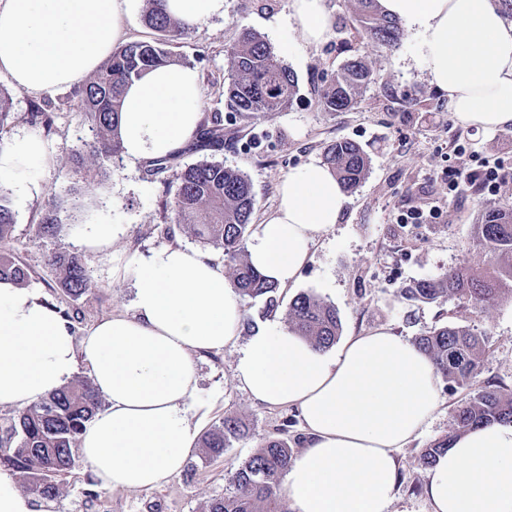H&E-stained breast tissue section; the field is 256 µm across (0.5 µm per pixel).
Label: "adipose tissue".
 <instances>
[{"label":"adipose tissue","instance_id":"obj_1","mask_svg":"<svg viewBox=\"0 0 512 512\" xmlns=\"http://www.w3.org/2000/svg\"><path fill=\"white\" fill-rule=\"evenodd\" d=\"M136 0H0V74L38 94L94 73L124 35ZM420 37L433 84L460 124L512 127V22L493 0H380ZM304 42L326 36L324 0H293ZM197 70L166 65L130 85L121 117L130 162L177 154L202 121ZM54 162L27 134L0 149V181L21 196ZM345 192L311 163L282 182L275 211L248 246L252 266L293 285L319 235L336 224ZM115 276L133 279L132 314H115L76 339L71 323L36 289L0 280V406L26 409L66 385L85 359L106 402L80 436L100 486L142 490L177 474L197 428L194 357L240 347L234 377L250 398L295 408L304 436L280 493L291 512H388L400 449L441 405L440 375L416 346L379 328L347 337L336 354L315 350L273 324L240 344L241 297L209 256L186 246L127 257ZM432 512H512V424L472 429L429 470Z\"/></svg>","mask_w":512,"mask_h":512}]
</instances>
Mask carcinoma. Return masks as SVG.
Segmentation results:
<instances>
[{"mask_svg": "<svg viewBox=\"0 0 512 512\" xmlns=\"http://www.w3.org/2000/svg\"><path fill=\"white\" fill-rule=\"evenodd\" d=\"M146 25L160 33L153 42H132L119 47L104 65L75 92L77 112L91 126L93 144L75 149L79 164L86 158L103 167L121 158L120 121L126 86L158 65L174 64L166 49L167 40L183 33L184 27L165 13L164 0H146ZM361 32L376 44L399 45L403 30L397 19L384 14L379 0H354ZM228 86L226 107L244 117L265 116L290 108L298 98L295 74L282 62L274 48L259 34L243 30L227 55ZM367 56L357 52L347 58L336 77L322 90L324 105L331 111L350 109L371 80ZM12 95L0 85V133L13 119ZM191 152L224 151L223 117L215 114L203 121L189 147ZM323 164L332 168L343 189H355L365 178L370 157L351 140H339L326 147ZM178 189L171 213L203 245L221 253L228 267L230 284L243 299L260 301L263 313L272 315L282 300L279 287L259 273L248 260L246 241L256 199L252 183L243 172L221 161L201 160L187 164L177 173ZM69 216L56 199L48 201L37 236L53 238ZM14 214L6 193L0 188V279L20 287L31 278L29 268L5 248L11 235ZM475 238L490 256L480 271L462 266L438 276L420 279L401 289V295L424 304L445 300H467L480 310L502 297L512 298V205L494 207L475 225ZM50 264L58 284L78 298L91 287L82 260L74 253L56 252ZM288 328L308 340L316 349L332 348L340 334L341 322L334 306L314 295L301 293L285 311ZM413 344L434 363L444 379L460 387L473 386L486 355L482 336L467 327L444 324L415 337ZM102 398L89 382L67 385L40 403L20 412L0 431V469L19 476L26 489L39 498L58 495L56 478L75 468V448L86 423L96 414ZM491 423H512V392L481 388L460 403L448 434L436 439L420 457L431 467L448 450L454 437L473 427ZM250 433L241 418L226 416L201 438L211 457H220L230 444ZM279 429L264 437L260 448L242 462L230 478L224 496L212 500L207 512H282L279 486L291 462L292 448Z\"/></svg>", "mask_w": 512, "mask_h": 512, "instance_id": "obj_1", "label": "carcinoma"}]
</instances>
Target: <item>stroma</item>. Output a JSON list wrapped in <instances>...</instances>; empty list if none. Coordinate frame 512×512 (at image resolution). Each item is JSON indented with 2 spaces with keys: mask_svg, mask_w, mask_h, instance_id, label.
Masks as SVG:
<instances>
[{
  "mask_svg": "<svg viewBox=\"0 0 512 512\" xmlns=\"http://www.w3.org/2000/svg\"><path fill=\"white\" fill-rule=\"evenodd\" d=\"M325 5L329 32L318 44H305L296 32L291 0H224L223 15L188 28L169 44L182 64L200 74L203 114L219 112L224 117V135L232 145L219 159L251 179L256 194L254 223L274 211L288 174L321 162L328 144L355 141L371 159L368 175L348 193L337 224L318 238L295 284L280 294L289 301L308 293L333 305L345 337L384 327L410 340L448 321L468 327L483 336L487 346L475 386L510 390L512 300L478 311L458 300L412 303L400 290L415 280L488 262V255L474 243V226L490 208L512 201V129L482 132L461 126L447 94L432 84L413 32L404 31L396 47L376 45L362 38L353 0H325ZM244 28L264 36L296 74L299 96L288 111L247 119L227 110V49ZM357 51L368 57L372 81L353 108L327 111L321 90ZM0 84L12 89L13 110L19 115L0 138L8 142L33 132L29 116L34 107H44L53 117L45 138L56 159L52 168L35 175L42 187L39 194L24 199L10 195L15 224L7 247L29 268L30 287L69 313L80 337L112 314L131 312L132 280L112 275L125 255L147 258L175 242L198 248V241L184 226L173 223L169 213L177 191L176 170L200 156L182 152L170 170L152 177L146 175L144 164L124 159L100 169L76 165L73 148L92 141L93 134L75 110L72 88L29 94L14 88L3 74ZM489 170L498 174L493 191L484 183ZM53 195L63 201L70 219L58 237L41 239L36 228ZM414 207H433L437 214L426 224L401 223V215ZM88 224H118L124 233L112 249L89 253L78 244ZM57 251L79 254L90 274L92 287L79 300H72L58 286L49 264ZM237 357L234 348L197 356L198 390L188 417L202 432L225 415L240 417L251 428L249 438L233 442L220 458L196 449L166 484L136 492L102 489L87 496L92 472L85 460H77L73 471L60 477L55 499L45 501L47 512H204L212 499L223 496L231 472L266 435L287 428L290 447L300 450L295 411L253 402L234 379ZM474 388L441 384V407L422 436L398 453V489L389 512H431L420 454L448 432L456 406L473 395Z\"/></svg>",
  "mask_w": 512,
  "mask_h": 512,
  "instance_id": "obj_1",
  "label": "stroma"
}]
</instances>
